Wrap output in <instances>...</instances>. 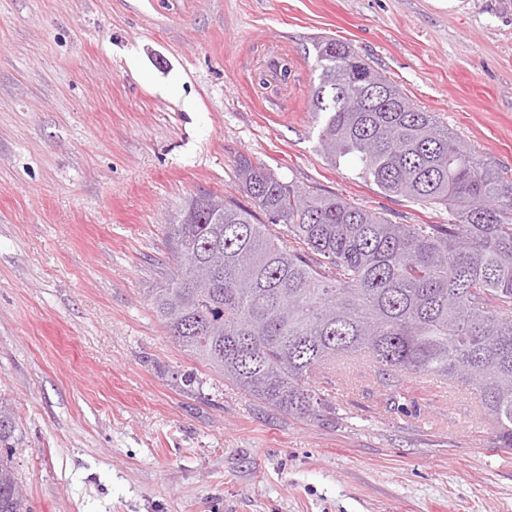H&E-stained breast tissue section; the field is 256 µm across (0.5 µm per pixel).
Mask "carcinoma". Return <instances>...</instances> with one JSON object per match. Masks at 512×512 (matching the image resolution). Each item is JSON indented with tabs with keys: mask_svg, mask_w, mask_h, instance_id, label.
<instances>
[{
	"mask_svg": "<svg viewBox=\"0 0 512 512\" xmlns=\"http://www.w3.org/2000/svg\"><path fill=\"white\" fill-rule=\"evenodd\" d=\"M311 111L331 162L353 156L383 193L448 209L446 224H394L319 189L238 159L250 206L210 194L164 227L175 268L149 290L170 336L238 389L291 415L336 414L317 386L336 361L363 356L392 396L426 374L477 390L495 445L512 449V178L352 47L315 43ZM342 72L375 85L359 111ZM285 227L300 248L266 232ZM0 399V512H27Z\"/></svg>",
	"mask_w": 512,
	"mask_h": 512,
	"instance_id": "cac0c4a2",
	"label": "carcinoma"
}]
</instances>
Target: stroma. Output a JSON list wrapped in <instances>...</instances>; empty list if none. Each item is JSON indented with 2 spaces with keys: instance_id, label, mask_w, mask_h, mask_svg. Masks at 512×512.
<instances>
[{
  "instance_id": "35a3bbf8",
  "label": "stroma",
  "mask_w": 512,
  "mask_h": 512,
  "mask_svg": "<svg viewBox=\"0 0 512 512\" xmlns=\"http://www.w3.org/2000/svg\"><path fill=\"white\" fill-rule=\"evenodd\" d=\"M325 37L512 175V0H0V398L30 512H512V449L475 390L421 374L393 402L352 359L329 374L335 417L291 416L149 305L165 224L201 193L246 203L242 155L396 224L447 223L322 154ZM271 56L292 75L263 87Z\"/></svg>"
}]
</instances>
